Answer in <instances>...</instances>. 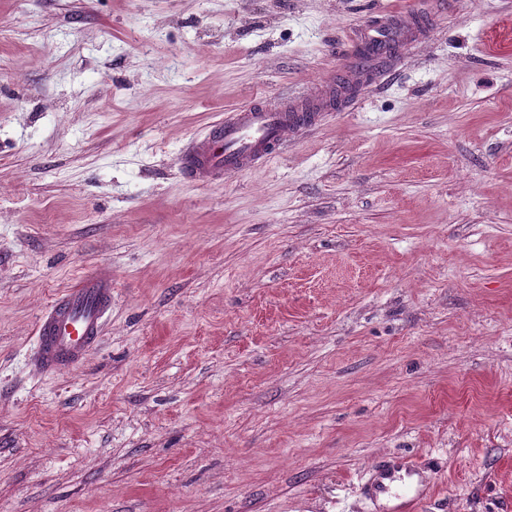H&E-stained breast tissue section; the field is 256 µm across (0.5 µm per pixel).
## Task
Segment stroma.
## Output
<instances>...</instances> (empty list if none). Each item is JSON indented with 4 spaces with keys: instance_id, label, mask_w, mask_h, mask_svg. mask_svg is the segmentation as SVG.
<instances>
[{
    "instance_id": "obj_1",
    "label": "stroma",
    "mask_w": 512,
    "mask_h": 512,
    "mask_svg": "<svg viewBox=\"0 0 512 512\" xmlns=\"http://www.w3.org/2000/svg\"><path fill=\"white\" fill-rule=\"evenodd\" d=\"M397 11L433 30L386 75L184 178ZM96 267L99 345L38 372ZM383 457L417 512H512V0H0V512H372ZM327 85H316L304 96L283 98L274 106L250 103L215 122L182 150L184 175L209 183L270 161L283 151L290 135L313 125L327 109L334 91ZM112 311V272L89 271L57 295L36 324V362L41 370L78 367L103 336ZM429 471L408 461L401 463L382 461L377 464L366 482L363 494L370 501L387 498L399 501L395 512H412L431 491Z\"/></svg>"
}]
</instances>
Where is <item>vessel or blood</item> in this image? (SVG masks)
<instances>
[{
    "instance_id": "vessel-or-blood-1",
    "label": "vessel or blood",
    "mask_w": 512,
    "mask_h": 512,
    "mask_svg": "<svg viewBox=\"0 0 512 512\" xmlns=\"http://www.w3.org/2000/svg\"><path fill=\"white\" fill-rule=\"evenodd\" d=\"M412 32L407 17L363 33L361 46L377 47L375 63L390 61L394 47ZM333 89L320 84L300 97H286L273 106L244 105L215 122L181 152L180 165L191 181L209 183L254 169L286 146L290 135L313 125L326 110ZM112 311V273L90 271L57 295L36 324V362L45 371L78 367L103 336ZM432 488L429 471L410 462L382 461L362 485L366 498L396 501L395 512H414Z\"/></svg>"
}]
</instances>
